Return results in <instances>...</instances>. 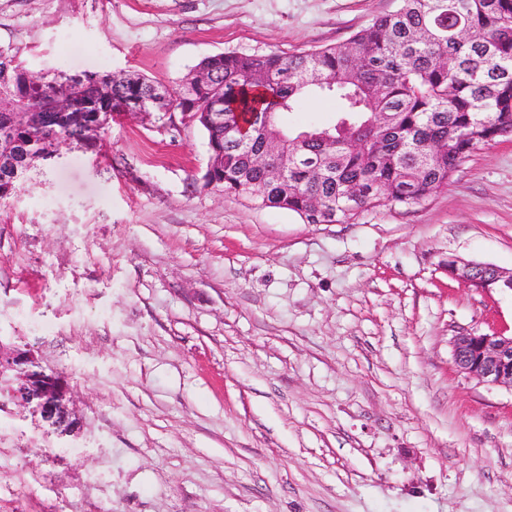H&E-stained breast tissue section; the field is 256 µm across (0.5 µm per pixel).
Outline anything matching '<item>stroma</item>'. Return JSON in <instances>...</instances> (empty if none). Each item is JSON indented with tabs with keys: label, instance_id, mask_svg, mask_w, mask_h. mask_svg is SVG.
<instances>
[{
	"label": "stroma",
	"instance_id": "1",
	"mask_svg": "<svg viewBox=\"0 0 512 512\" xmlns=\"http://www.w3.org/2000/svg\"><path fill=\"white\" fill-rule=\"evenodd\" d=\"M399 0H0L34 73L131 70L341 42ZM207 138L121 115L0 209V343L66 379L60 442L0 408V512H512V389L452 338L512 333V138L442 193L354 224L202 189ZM484 269L493 271V276L490 273H486L487 277H492V279H487L484 276L481 271ZM448 273L452 277L463 280L477 289L490 290V288H493L492 284L500 279H505V281L511 283V285L498 283L495 285V288L512 287V274L507 275L490 264L475 263L462 259H451L448 261Z\"/></svg>",
	"mask_w": 512,
	"mask_h": 512
}]
</instances>
